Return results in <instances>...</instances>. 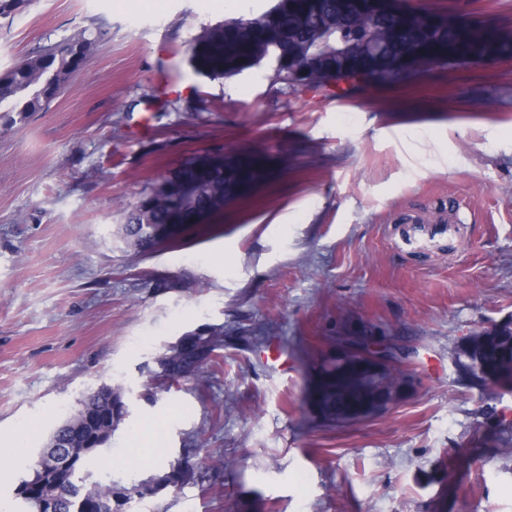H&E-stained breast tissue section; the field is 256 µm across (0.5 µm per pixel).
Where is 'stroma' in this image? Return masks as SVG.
Listing matches in <instances>:
<instances>
[{"label":"stroma","mask_w":512,"mask_h":512,"mask_svg":"<svg viewBox=\"0 0 512 512\" xmlns=\"http://www.w3.org/2000/svg\"><path fill=\"white\" fill-rule=\"evenodd\" d=\"M276 0H31L0 19V73L91 28L68 87L0 117V512L52 430L97 388L130 414L99 448L115 489L183 482L120 512H512V392L475 384L462 336L512 315V54L434 65L349 99L284 94L270 62L194 71L195 37ZM493 35L512 0H397ZM204 100L209 110L186 111ZM233 153L260 173L220 224L137 254L118 231L158 178ZM460 220L452 251L398 248L407 218ZM201 377L152 388L159 356L211 329ZM281 344L271 360L264 337ZM346 336L413 352L419 387L364 421L308 390ZM153 428L148 463L129 464Z\"/></svg>","instance_id":"35a3bbf8"}]
</instances>
